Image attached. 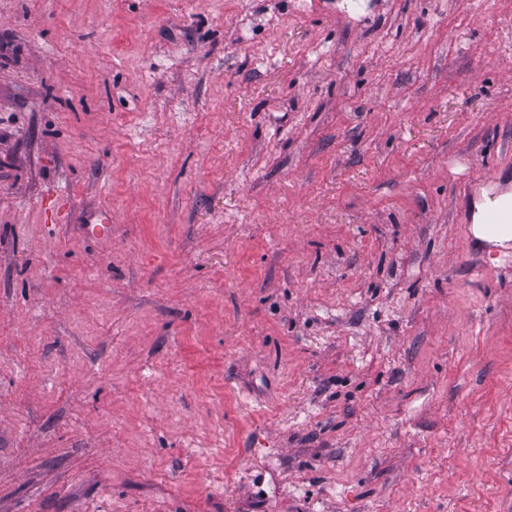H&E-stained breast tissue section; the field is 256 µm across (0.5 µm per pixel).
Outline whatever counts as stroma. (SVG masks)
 Wrapping results in <instances>:
<instances>
[{
    "label": "stroma",
    "instance_id": "35a3bbf8",
    "mask_svg": "<svg viewBox=\"0 0 512 512\" xmlns=\"http://www.w3.org/2000/svg\"><path fill=\"white\" fill-rule=\"evenodd\" d=\"M512 0H0V512H512ZM498 196L497 203L486 208L481 213V224H474L473 233L476 237L493 243L503 244L512 240V197H508L503 191ZM483 224L495 228L501 224L493 235L487 233Z\"/></svg>",
    "mask_w": 512,
    "mask_h": 512
}]
</instances>
